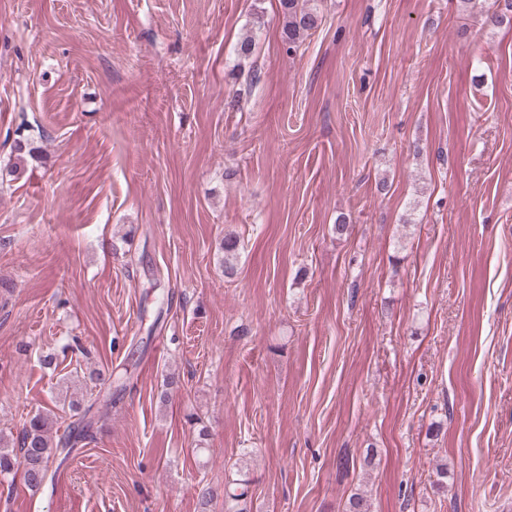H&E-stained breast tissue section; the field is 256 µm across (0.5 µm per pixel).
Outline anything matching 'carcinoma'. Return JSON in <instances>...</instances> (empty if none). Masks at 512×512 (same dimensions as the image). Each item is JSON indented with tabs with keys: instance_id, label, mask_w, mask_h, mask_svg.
Wrapping results in <instances>:
<instances>
[{
	"instance_id": "1",
	"label": "carcinoma",
	"mask_w": 512,
	"mask_h": 512,
	"mask_svg": "<svg viewBox=\"0 0 512 512\" xmlns=\"http://www.w3.org/2000/svg\"><path fill=\"white\" fill-rule=\"evenodd\" d=\"M283 13L282 38L288 44V50L292 51L297 44L310 31L318 28L320 16L316 9L308 6L307 0H281ZM17 162L6 171V175L17 180L23 174L25 157H34L35 150L27 147V144L18 142ZM89 410H83L77 423L81 427L72 431L64 441H54L52 436V420L49 415L37 413L30 417L19 432V453L8 446V441L0 437V476H7L16 468L23 469L25 483L30 488H40L49 471V464L57 456L68 458L70 449L82 440L90 427L86 422V414ZM243 483H227L224 485V505L227 510L234 509V503L245 496L241 491Z\"/></svg>"
}]
</instances>
